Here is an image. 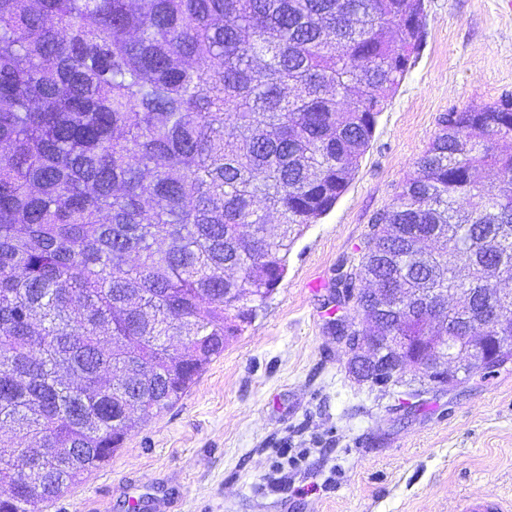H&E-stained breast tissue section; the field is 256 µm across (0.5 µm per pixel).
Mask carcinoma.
I'll return each instance as SVG.
<instances>
[{"mask_svg": "<svg viewBox=\"0 0 512 512\" xmlns=\"http://www.w3.org/2000/svg\"><path fill=\"white\" fill-rule=\"evenodd\" d=\"M424 12L0 0V512L80 484L252 323L347 190ZM508 140L512 94L440 115L336 278V327L410 341L371 384L434 391L423 354L448 334L496 352L486 371L512 364L493 340L512 337Z\"/></svg>", "mask_w": 512, "mask_h": 512, "instance_id": "carcinoma-1", "label": "carcinoma"}]
</instances>
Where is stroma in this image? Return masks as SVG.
<instances>
[{
    "mask_svg": "<svg viewBox=\"0 0 512 512\" xmlns=\"http://www.w3.org/2000/svg\"><path fill=\"white\" fill-rule=\"evenodd\" d=\"M512 93V9L425 0V37L378 116L347 191L295 242L284 280L173 406L128 433L85 482L31 512H458L512 502V366L400 405L356 382L327 299L355 270L377 212L435 136L439 116ZM301 453L275 467L274 451Z\"/></svg>",
    "mask_w": 512,
    "mask_h": 512,
    "instance_id": "1",
    "label": "stroma"
}]
</instances>
